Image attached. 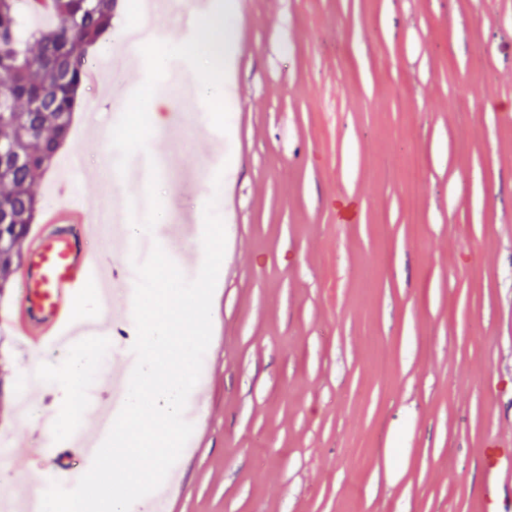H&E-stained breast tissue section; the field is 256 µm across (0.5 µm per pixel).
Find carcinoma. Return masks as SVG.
Listing matches in <instances>:
<instances>
[{
  "mask_svg": "<svg viewBox=\"0 0 512 512\" xmlns=\"http://www.w3.org/2000/svg\"><path fill=\"white\" fill-rule=\"evenodd\" d=\"M114 0H52L53 22L29 27L33 0H0V295L16 287L40 207L36 176L53 165L85 100L88 48L112 26Z\"/></svg>",
  "mask_w": 512,
  "mask_h": 512,
  "instance_id": "cac0c4a2",
  "label": "carcinoma"
}]
</instances>
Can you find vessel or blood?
<instances>
[{"mask_svg":"<svg viewBox=\"0 0 512 512\" xmlns=\"http://www.w3.org/2000/svg\"><path fill=\"white\" fill-rule=\"evenodd\" d=\"M83 166L80 154H71L65 162V175L58 186L67 195L65 205L49 207L36 224L22 265L17 272L15 310L8 322L10 335L20 337L26 348L42 351H71L77 348H101L112 340L114 305L117 295H129L135 285L133 267L115 272L114 261L129 256L133 249H150V239L130 241L112 237L108 225L99 221V211H111V193L87 201L73 196L72 178ZM149 207L139 192L126 189L121 193V216L124 223L134 222ZM193 225L181 228V241L168 249L186 278H193L196 265L187 261L182 244L190 243ZM99 247H91V240ZM93 300V310L81 311L83 301ZM128 383L126 372L107 367L102 383H86L73 398L80 415L81 427L62 438H49L46 426L56 419L54 410L43 416L45 428L32 437L33 445L42 447L43 455L18 460V468L34 474L40 487L58 481L74 487L79 473L90 468L93 456L106 438L115 412L124 402ZM487 475L486 502L490 512H501L497 481L501 471L512 473V448L490 442L483 459Z\"/></svg>","mask_w":512,"mask_h":512,"instance_id":"obj_1","label":"vessel or blood"}]
</instances>
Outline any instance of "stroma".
I'll use <instances>...</instances> for the list:
<instances>
[{
  "instance_id": "stroma-1",
  "label": "stroma",
  "mask_w": 512,
  "mask_h": 512,
  "mask_svg": "<svg viewBox=\"0 0 512 512\" xmlns=\"http://www.w3.org/2000/svg\"><path fill=\"white\" fill-rule=\"evenodd\" d=\"M228 37L221 69L199 30L165 68L131 53L70 136L87 199L148 145L172 170L139 190L169 219L202 227L223 190L178 512H484V448H512V0H250ZM202 80L211 100L184 94ZM405 150L426 167L411 196ZM14 305L0 434L27 457L30 365L62 357L8 334Z\"/></svg>"
}]
</instances>
